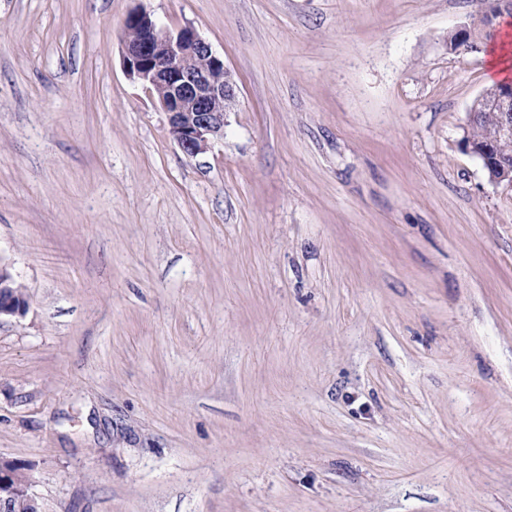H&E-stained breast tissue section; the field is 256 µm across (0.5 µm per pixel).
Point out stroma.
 Masks as SVG:
<instances>
[{"mask_svg":"<svg viewBox=\"0 0 512 512\" xmlns=\"http://www.w3.org/2000/svg\"><path fill=\"white\" fill-rule=\"evenodd\" d=\"M480 0H0V459L43 512H512ZM134 10L237 84L196 157ZM15 280L6 264L0 262V318L2 316H22L26 313L27 305L16 300L11 294V288H14L16 295L21 297L22 302H26L21 288L14 287Z\"/></svg>","mask_w":512,"mask_h":512,"instance_id":"1","label":"stroma"}]
</instances>
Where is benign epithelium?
I'll return each mask as SVG.
<instances>
[{"label": "benign epithelium", "instance_id": "benign-epithelium-1", "mask_svg": "<svg viewBox=\"0 0 512 512\" xmlns=\"http://www.w3.org/2000/svg\"><path fill=\"white\" fill-rule=\"evenodd\" d=\"M485 8L474 26L487 29L503 15L512 16V0H484ZM122 63L126 75L143 85L168 115L169 135L188 157L206 152L224 137L228 104L236 86L224 59L196 30L185 25L160 26L150 14L135 10L123 21ZM501 112L499 135L512 138V85L497 90L493 98ZM15 280L0 263V317L22 316L27 306L11 294ZM37 499L29 479L15 463L0 462V512H9L14 494Z\"/></svg>", "mask_w": 512, "mask_h": 512}]
</instances>
